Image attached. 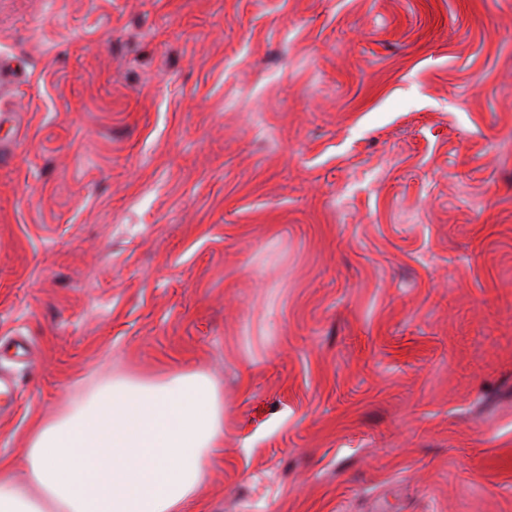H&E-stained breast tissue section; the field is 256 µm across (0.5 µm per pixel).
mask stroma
<instances>
[{
	"instance_id": "stroma-1",
	"label": "stroma",
	"mask_w": 512,
	"mask_h": 512,
	"mask_svg": "<svg viewBox=\"0 0 512 512\" xmlns=\"http://www.w3.org/2000/svg\"><path fill=\"white\" fill-rule=\"evenodd\" d=\"M1 62L0 457L201 372L198 512H512V0H0Z\"/></svg>"
}]
</instances>
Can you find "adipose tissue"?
I'll use <instances>...</instances> for the list:
<instances>
[{
    "label": "adipose tissue",
    "instance_id": "obj_1",
    "mask_svg": "<svg viewBox=\"0 0 512 512\" xmlns=\"http://www.w3.org/2000/svg\"><path fill=\"white\" fill-rule=\"evenodd\" d=\"M224 439V400L199 373L112 379L0 459V512H192Z\"/></svg>",
    "mask_w": 512,
    "mask_h": 512
}]
</instances>
